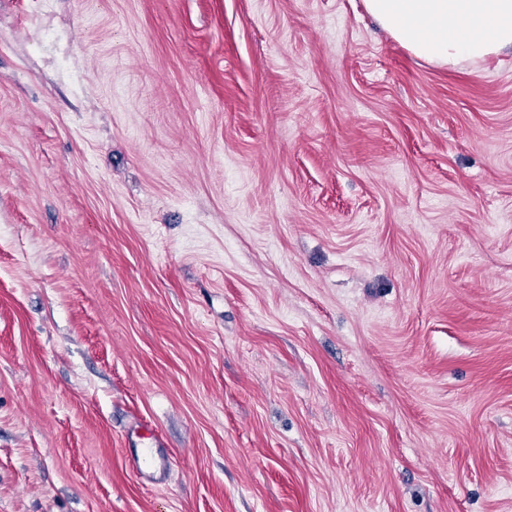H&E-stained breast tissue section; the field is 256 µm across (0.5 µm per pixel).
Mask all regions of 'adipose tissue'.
Here are the masks:
<instances>
[{"label":"adipose tissue","instance_id":"ef3b65f1","mask_svg":"<svg viewBox=\"0 0 512 512\" xmlns=\"http://www.w3.org/2000/svg\"><path fill=\"white\" fill-rule=\"evenodd\" d=\"M367 13L414 56L463 69L512 48V0H363Z\"/></svg>","mask_w":512,"mask_h":512}]
</instances>
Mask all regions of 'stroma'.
Returning a JSON list of instances; mask_svg holds the SVG:
<instances>
[{
  "label": "stroma",
  "instance_id": "stroma-1",
  "mask_svg": "<svg viewBox=\"0 0 512 512\" xmlns=\"http://www.w3.org/2000/svg\"><path fill=\"white\" fill-rule=\"evenodd\" d=\"M0 512H512V51L0 0ZM142 438L144 436L135 433L126 439L128 463L139 480L158 483L162 473L168 469L169 459L158 448L142 441Z\"/></svg>",
  "mask_w": 512,
  "mask_h": 512
}]
</instances>
